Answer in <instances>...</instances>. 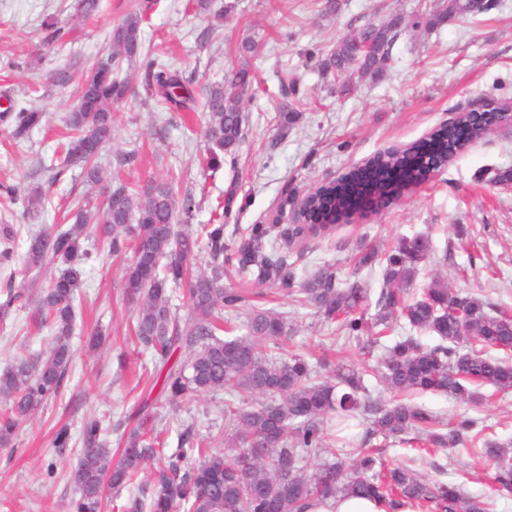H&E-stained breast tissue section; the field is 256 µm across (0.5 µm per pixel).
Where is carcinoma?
<instances>
[{"label":"carcinoma","instance_id":"obj_1","mask_svg":"<svg viewBox=\"0 0 512 512\" xmlns=\"http://www.w3.org/2000/svg\"><path fill=\"white\" fill-rule=\"evenodd\" d=\"M152 8L153 0H141L139 8L112 29L107 52L89 65L77 89L78 104L65 117L70 136L62 155L55 163L41 164L50 187L79 168L88 183L107 182L109 196L95 211L77 201L70 227L46 225L30 236L22 262L27 270L53 271L45 283L7 280L0 320L13 308L28 305L34 293L39 324L50 325L53 338L45 354L21 357L0 373V397L11 401L10 414L0 418V447L12 445L19 428L59 393L70 370L73 301L83 287V265L91 259L84 246L87 229L95 224L100 250L112 255L131 252L123 269L124 294L136 306L134 336L159 361L154 383L159 391L140 402L135 410L139 424L122 434L121 448L115 453L108 446L109 427L104 420L85 423L83 452L68 476L78 494L72 512H98L104 487L129 485L154 457L158 465L146 487L127 500L123 512L146 508L149 512H309L341 495L368 498L390 512L405 506L421 512H485L463 485L434 480L407 466L380 468L375 453L365 448L374 437L386 441L409 432L417 435L428 453L454 449L465 440L480 442L485 465L493 470L494 489L512 490V444L483 438L471 419L446 427L427 410L400 399L406 394L443 392L463 403H475L483 399L480 388L486 385L498 393L512 391V363L488 354L493 348H512L511 315L474 294L455 293L439 280L431 281L419 298L410 294L419 265L430 259L427 238H403L387 256L377 313L371 318L368 289L357 281L340 287L329 267L295 283L287 257L274 247L265 250L269 227L255 225L235 251L238 272L257 269L259 281L297 296L299 304L313 308L325 324H337V330L362 349L377 344L373 329L381 325L389 329L398 319L442 338L443 343L429 347L405 336L389 347L376 371L398 398L372 404L364 385L366 371L341 364L333 374L320 377L304 355L280 352V341L288 336L287 317L280 312L254 306L246 313L244 335L217 336L219 331L229 334L237 328L243 297L220 285L227 251L224 225L201 224L196 231L180 228L190 223L199 203L191 190L175 189L179 177L132 186L117 177H103L99 154L112 141L119 119L115 107L127 97L132 83L123 64L143 56L142 25ZM191 8L208 18L199 36L205 47L217 36L224 17L236 11L237 0L220 5L215 0H192ZM474 16L473 0H437L425 6L412 27L431 30ZM403 23L401 13L392 12L338 40L321 58V72L332 77L342 92L353 79H381L390 67L391 48ZM361 44L372 46V51L359 54ZM254 52L255 44L242 42L241 61L224 80L199 86L156 58L146 60L143 86L149 98L169 112L204 113L210 165L219 161L221 153L235 157L244 139V110L255 96L247 57ZM44 119L45 112L33 103L0 114L18 147L30 141ZM481 133L477 117L461 114L432 127L400 153L372 156L365 167L309 192L301 223L288 225L280 236L293 240L320 235L333 230V221L342 215L364 211L375 200L400 197L462 154ZM77 141L88 144L91 153L72 152ZM43 185H6L4 193L34 208L45 200ZM204 254L208 273L198 271ZM173 287L185 288L184 314L172 303ZM226 390L244 391L255 400L248 406L224 402V429L210 428L203 436L186 429L169 456L164 453L162 433L144 428L159 401L178 408ZM362 410L370 417L360 447L351 449L352 462L334 459L308 469L311 454H335L328 443V428L345 430ZM325 471L336 472L329 485L321 482Z\"/></svg>","mask_w":512,"mask_h":512}]
</instances>
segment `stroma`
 Wrapping results in <instances>:
<instances>
[{
	"label": "stroma",
	"mask_w": 512,
	"mask_h": 512,
	"mask_svg": "<svg viewBox=\"0 0 512 512\" xmlns=\"http://www.w3.org/2000/svg\"><path fill=\"white\" fill-rule=\"evenodd\" d=\"M74 0H0V113L9 106L34 101L46 114L44 127L30 143L16 147L0 123V184L42 181L38 158H51L64 140L63 120L77 103L82 69L105 53L112 28L136 0H101L92 20L77 19ZM421 0H340L329 17L319 0H238L218 38L200 47L196 34L204 23L188 0H155L142 26V40L157 58L172 62L183 76L210 82L224 78L236 62L244 40L261 45L250 67L258 93L247 106L245 138L235 159L206 167L209 150L202 114L176 116L147 99L141 61H133L135 92L119 105V123L101 153V164L127 181L143 183L174 174L183 186L202 193L196 223L211 221L218 202L231 200L224 219V241L236 247L255 224L282 227L294 212L282 209L284 198L300 199L320 184L341 178L381 150L409 144L433 126L484 98L512 99V0H493L492 8L424 33L402 31L392 49V64L377 82L356 84L349 92L333 90L318 67L322 53L336 40L391 10L405 19L418 13ZM66 30L62 42L46 44V21ZM69 67L67 84L53 83V72ZM289 74L296 83L299 120L287 139L279 137L280 81ZM501 170L512 171V132L502 130L478 140L446 167L400 201L370 211L314 237L280 242L295 265L298 279L330 264L339 280L359 281L378 299L385 256L402 237L427 235L433 261L413 286L421 292L432 273L448 279L453 291L472 293L512 314V182L496 183ZM89 195L90 208L102 202L100 188H88L78 171L56 185L42 209L0 197V224L14 225L20 270L29 236L45 224L62 223L72 197ZM374 250L371 266L357 268L359 250ZM124 257L95 256L85 265L84 285L75 301L76 327L71 338L75 357L58 396L24 424L9 448L0 447V512H71L75 496L65 473L82 450L85 420L107 419L109 442L132 426L128 415L152 386L158 369L151 352L131 339L132 310L123 294ZM224 285L243 289L247 306L286 313L294 331L285 348L299 347L320 355L328 330L313 309L297 305L286 292L267 290L225 266ZM34 307L0 320V369L22 353L50 342V328L33 324ZM109 332L97 350L86 346L95 327ZM465 404L445 393L414 395L417 405L449 423L459 417L475 420L487 437L512 442V394ZM224 395L204 397L180 410L154 407V426L166 429V453H173L187 426L213 423L223 427ZM68 426L67 447L53 445L61 426ZM425 472L444 482L465 483L468 493L486 502L490 512H512V493L492 492L482 459L468 444L422 461Z\"/></svg>",
	"instance_id": "obj_1"
}]
</instances>
